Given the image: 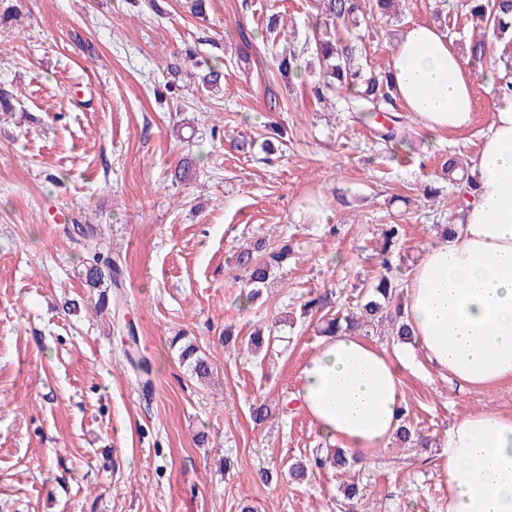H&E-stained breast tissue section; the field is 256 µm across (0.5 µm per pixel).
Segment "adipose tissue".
<instances>
[{
	"label": "adipose tissue",
	"mask_w": 512,
	"mask_h": 512,
	"mask_svg": "<svg viewBox=\"0 0 512 512\" xmlns=\"http://www.w3.org/2000/svg\"><path fill=\"white\" fill-rule=\"evenodd\" d=\"M390 71L398 99L429 134L471 126V74L437 27L403 29ZM471 173L463 221L411 274L403 312L412 345L392 356L338 332L324 336L300 371L301 407L322 436L353 454L372 456L394 436L404 409L401 373L415 357L467 385L512 379L511 97L495 99ZM442 457L448 512H512V415L480 411L457 420Z\"/></svg>",
	"instance_id": "1"
}]
</instances>
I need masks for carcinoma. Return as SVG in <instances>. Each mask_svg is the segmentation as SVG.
Here are the masks:
<instances>
[{
    "label": "carcinoma",
    "instance_id": "obj_1",
    "mask_svg": "<svg viewBox=\"0 0 512 512\" xmlns=\"http://www.w3.org/2000/svg\"><path fill=\"white\" fill-rule=\"evenodd\" d=\"M319 5L321 21L315 26L313 40L292 45L282 51L271 50L279 69L290 71L298 67V61L304 55H311L318 62V67L311 70L318 99L346 93L347 111L357 112L361 118L370 120L376 119L380 113L384 114L385 122L378 129L380 139L386 142L401 141L403 117L394 115L398 111L397 93L390 71H364L358 62V46L355 41L342 36L343 31L357 25L360 11L358 0H319ZM466 6L480 32L470 37L465 56L480 68L494 69L496 64H502L503 76L499 78L494 92L499 96L512 97V67L501 59L497 61L493 58L490 41L492 36L501 39L512 32V0H466ZM444 168L450 176L455 172L460 174V189L467 193L472 190L473 181L465 160L451 157L444 163ZM67 232L70 239L81 246L78 275L93 286L105 280L109 282L111 294H101L97 308L102 310L107 305L111 306L117 331L123 335L126 362L132 372L143 378V391L150 394L151 367L145 358L138 355L136 328L125 319L121 265L93 244V234L87 226L74 223ZM289 253L290 248L286 244L277 250H268L264 240H258L253 246L243 247L237 252L235 263L247 274V299L253 301L260 295L261 288L265 287L274 269L283 265ZM402 295L401 284L383 273L372 284L364 302L356 307V311L329 319L323 333L328 335L340 329L352 333L358 330L368 333L374 323L386 321L391 324L392 339L403 341L411 335V330L401 321ZM180 358L188 364L191 374L196 377L202 379L211 374V364L197 345L188 343L182 346ZM328 464L345 468L349 465V457L340 448L332 455L318 451L313 455L311 465L294 466L292 476L300 479L306 475L309 467L322 469Z\"/></svg>",
    "mask_w": 512,
    "mask_h": 512
}]
</instances>
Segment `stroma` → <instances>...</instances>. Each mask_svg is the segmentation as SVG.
Here are the masks:
<instances>
[{
  "mask_svg": "<svg viewBox=\"0 0 512 512\" xmlns=\"http://www.w3.org/2000/svg\"><path fill=\"white\" fill-rule=\"evenodd\" d=\"M17 5L0 9L12 105L0 112V512H448V430L480 410L512 415V380L465 386L416 359L402 391L426 444L393 440L350 471L301 481L291 466L330 443L292 396L322 339L320 314L302 311L309 296L354 307L383 271L390 224L404 228L391 262L407 283L444 225L460 223L442 163L481 147L494 102L481 69L469 130L432 136L406 111L402 142L386 143L341 100L318 101L308 68L279 72L263 40L274 15L280 38L305 41L318 0H208L199 18L187 0ZM434 8L401 0L382 20L361 0L364 67L387 69L400 30L433 23ZM211 66L224 80L207 90ZM269 123L288 132L270 161ZM244 137L252 153L236 150ZM73 222L92 225L123 267L151 401L95 310L98 289L74 274ZM261 238L294 255L248 303L233 254ZM262 325L269 344L246 353ZM177 336L205 351L209 381L181 362ZM262 401L260 423L251 408Z\"/></svg>",
  "mask_w": 512,
  "mask_h": 512,
  "instance_id": "35a3bbf8",
  "label": "stroma"
}]
</instances>
